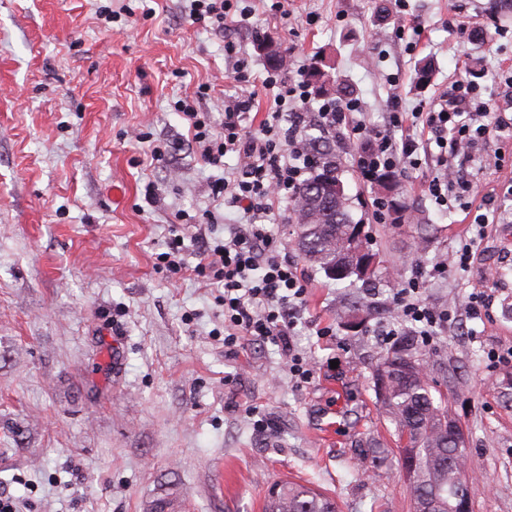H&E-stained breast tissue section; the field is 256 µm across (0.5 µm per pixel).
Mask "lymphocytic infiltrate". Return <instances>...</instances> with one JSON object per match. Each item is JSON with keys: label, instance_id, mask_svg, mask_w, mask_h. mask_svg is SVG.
I'll return each mask as SVG.
<instances>
[{"label": "lymphocytic infiltrate", "instance_id": "lymphocytic-infiltrate-1", "mask_svg": "<svg viewBox=\"0 0 512 512\" xmlns=\"http://www.w3.org/2000/svg\"><path fill=\"white\" fill-rule=\"evenodd\" d=\"M262 84L276 90L277 108L253 131L245 127L254 106L253 96L237 97L225 106L224 127L219 133L214 132L208 113L184 101L178 104L206 165L221 166L230 153L239 161L233 179L213 182L211 194L225 207L242 210L244 221L224 240L203 242L193 272L207 285L223 290L225 348L233 350L262 341L287 353L307 284L296 266L274 246L266 220L274 202L292 198L310 173L311 157L305 148L308 129L317 127L330 133L344 128L350 140L371 139L372 150L355 155L358 173L370 183L381 170L415 166L420 154L434 155L438 173L428 192L436 205L444 207L453 187H469L460 176L459 159H471L474 148L492 141L511 139L512 122L500 118L481 122L474 87L458 81L442 95L436 109L414 113L415 122L427 134L426 141L420 143L406 136L396 137V130L403 126V113H390L385 128L370 129L360 120L359 100L340 103L325 99L313 107L305 82L288 84L270 73ZM419 293L418 283L410 282L396 290L393 302L398 317L410 323L414 335L427 337L444 326L450 315L428 307Z\"/></svg>", "mask_w": 512, "mask_h": 512}]
</instances>
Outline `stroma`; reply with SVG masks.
<instances>
[{
	"label": "stroma",
	"instance_id": "stroma-1",
	"mask_svg": "<svg viewBox=\"0 0 512 512\" xmlns=\"http://www.w3.org/2000/svg\"><path fill=\"white\" fill-rule=\"evenodd\" d=\"M251 4L248 21L227 18L218 34L189 21L186 0H0V492L15 512H263L268 487L290 479L340 512H413L372 367L400 348L393 290L416 278L425 303L452 312L413 352L465 433L473 510L512 512V361L493 359L512 348V149L468 165L496 222L464 270L454 255L467 225L430 198L431 161L401 171L413 207L391 225L373 223L376 187L346 159L353 214L379 253L364 289L312 267L289 201L274 203L278 248L308 282L292 344L314 376L300 385L276 346L225 348L218 291L189 268L208 212L221 217L219 238L242 220L209 189L233 178L237 158L210 167L198 144L176 143L188 129L177 101L217 129L226 98L254 94V128L272 110L263 36L286 48L288 83L329 55L378 124L395 102L431 108L457 80L512 118V0H403L383 20L373 0ZM473 29L482 40L468 39ZM228 41L255 87L235 86ZM426 57L435 72L421 86ZM151 141L171 144L166 160L148 163ZM420 224L437 231L418 252ZM175 232L179 274L162 259ZM476 291L494 297L479 319L464 306ZM352 296L370 308L355 332L339 318Z\"/></svg>",
	"mask_w": 512,
	"mask_h": 512
}]
</instances>
